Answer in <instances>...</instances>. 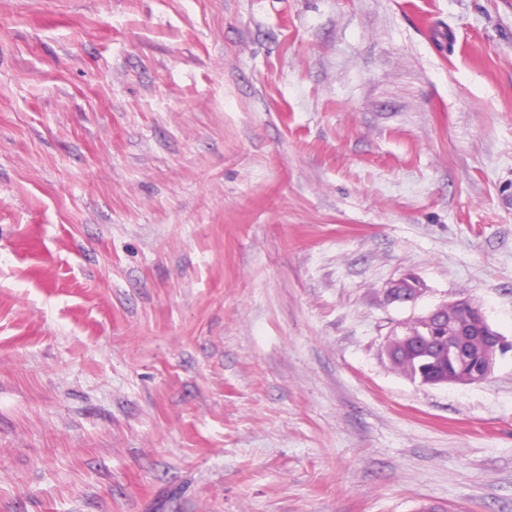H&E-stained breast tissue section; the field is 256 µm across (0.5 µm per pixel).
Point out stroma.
Masks as SVG:
<instances>
[{
  "mask_svg": "<svg viewBox=\"0 0 512 512\" xmlns=\"http://www.w3.org/2000/svg\"><path fill=\"white\" fill-rule=\"evenodd\" d=\"M458 299L512 342V0H0V512H512V350L386 353ZM456 336L448 340V381L439 380L431 382V384H473L480 383L487 380L493 373L496 358L498 354L512 349V344L505 341L504 337L493 330H488L487 335L483 336L485 339L486 353L483 359L479 362V354L481 350L480 342L474 341L472 343L471 356L477 364L469 368L465 363L467 362V339L465 336V329L455 328Z\"/></svg>",
  "mask_w": 512,
  "mask_h": 512,
  "instance_id": "stroma-1",
  "label": "stroma"
}]
</instances>
